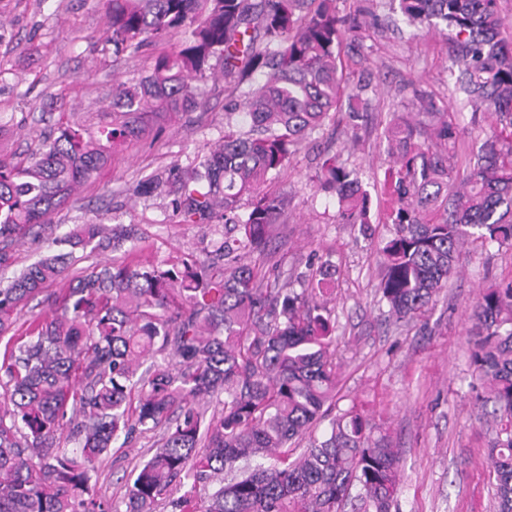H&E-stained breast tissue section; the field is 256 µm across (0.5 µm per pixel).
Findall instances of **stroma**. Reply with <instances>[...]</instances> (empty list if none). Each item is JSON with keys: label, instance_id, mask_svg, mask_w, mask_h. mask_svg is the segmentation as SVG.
Returning a JSON list of instances; mask_svg holds the SVG:
<instances>
[{"label": "stroma", "instance_id": "stroma-1", "mask_svg": "<svg viewBox=\"0 0 512 512\" xmlns=\"http://www.w3.org/2000/svg\"><path fill=\"white\" fill-rule=\"evenodd\" d=\"M370 36L350 37L345 80L371 73L373 85L355 130L326 123L269 184L288 197L273 225L269 264L281 277L307 273L312 254L340 269L332 303L340 340L337 405L357 404L379 414L400 457L398 512H495L494 478L487 465L493 432L471 388L469 314L489 281L512 278V250L471 244L458 256L459 272L426 317L395 326L380 303L381 241L388 235L382 180L389 164L383 130L393 112L412 111L421 86L459 112L461 146L486 133L470 109L448 96V38L438 30H411L403 21L368 17ZM109 17L100 0H0V155L22 159L58 117L88 128L112 119V96L149 75L154 49L113 54L105 40ZM224 82H209L193 112H171L158 138L145 137L112 151L106 164L78 187L74 207L55 211L15 249V268L61 251V237L76 224L138 225L139 245L161 264L198 254L224 235L223 221L181 223L158 191L136 187L174 168L192 166L224 140ZM357 169L370 193L368 231L341 223L334 197L318 192L315 176L328 155ZM159 433L115 443L92 474V493L120 505L127 478L153 454Z\"/></svg>", "mask_w": 512, "mask_h": 512}]
</instances>
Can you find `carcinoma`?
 Returning a JSON list of instances; mask_svg holds the SVG:
<instances>
[{"label":"carcinoma","mask_w":512,"mask_h":512,"mask_svg":"<svg viewBox=\"0 0 512 512\" xmlns=\"http://www.w3.org/2000/svg\"><path fill=\"white\" fill-rule=\"evenodd\" d=\"M337 2L103 0L114 51L178 41L120 93L119 117L97 134L61 124L26 160L0 156V268L100 170L104 147L150 133L161 113L198 109L216 64L227 92L224 143L171 174L169 194L183 224L220 214L224 239L208 260L166 268L132 255V229L103 235L98 224H78L64 239L70 250L0 285L1 337L76 250L123 253L49 293L51 314L33 317L0 355V512H153L159 501L171 512H391L396 450L371 415L336 409V265L319 258L299 290L271 287L264 270L269 226L288 209L266 184L330 113L345 105L356 121L368 89L361 80L343 86L345 29L365 22L362 9L344 14ZM498 2L398 0L409 25L448 32V97H464L489 135L460 157L457 113L419 87L424 111L392 113V234L378 293L397 322L432 307L466 243L512 249V32ZM240 101L244 133L229 123ZM316 182L346 223H371L355 170L329 158ZM471 320V365L494 406L497 512H512V279L484 289ZM215 394L223 407L211 413ZM157 428L161 441L125 486V510L97 501L95 463L119 439ZM65 430L77 448L60 447ZM264 456L274 463L256 462Z\"/></svg>","instance_id":"obj_1"}]
</instances>
